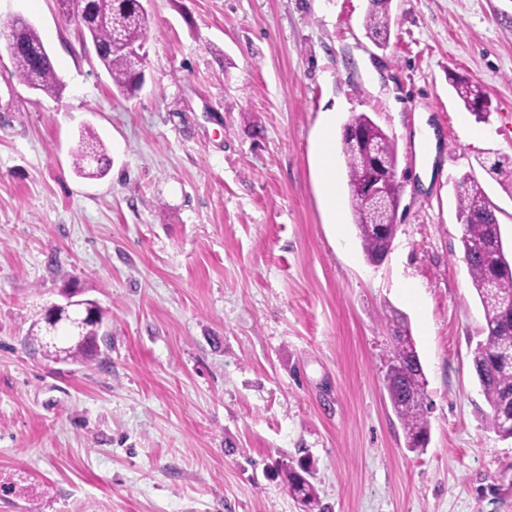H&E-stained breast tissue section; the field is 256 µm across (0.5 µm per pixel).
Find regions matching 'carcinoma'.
Segmentation results:
<instances>
[{
    "instance_id": "carcinoma-1",
    "label": "carcinoma",
    "mask_w": 512,
    "mask_h": 512,
    "mask_svg": "<svg viewBox=\"0 0 512 512\" xmlns=\"http://www.w3.org/2000/svg\"><path fill=\"white\" fill-rule=\"evenodd\" d=\"M391 0H370L365 16V28L380 48L387 46L390 36ZM19 30L10 48L14 73L26 84H34L49 96H57L62 84L49 53L33 26L14 25ZM84 31L96 46L97 55L112 78L117 91L129 98L141 88L139 80L142 56L131 52L142 48L148 39L147 17L140 15L139 0H88ZM464 107L481 117L486 112L487 94L469 79L448 75ZM347 124L361 129L364 140L342 137L347 184L355 224L363 253L368 262L378 264L392 247L388 221L395 217L399 207L400 185L388 186L382 199H369L355 192L368 175L374 172L373 155L379 152L390 166L397 164V145L367 114L352 115ZM74 168L86 177H103L108 172L106 153L100 139L87 129L79 138L74 153ZM499 185L512 193V157L494 161L488 168ZM458 212L469 218L461 237L462 259L472 286L482 306L485 318V336L472 351V366L482 393L489 406L485 415L487 427L498 436L512 437V253L506 251L496 209L478 181L464 177L458 186ZM34 339L40 341L45 352L55 358L83 364L96 354L95 342L103 317L85 324L80 335H70L62 322L56 335L66 345L56 347L46 342L47 326L39 319ZM390 331L388 360L396 368L385 372V388L391 406L399 419L405 447L418 452L430 440L429 403L425 393V372L411 334L408 319L394 310L387 316ZM310 465L288 468L289 491L303 507L312 512L317 503L315 486L309 480Z\"/></svg>"
}]
</instances>
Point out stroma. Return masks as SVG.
I'll list each match as a JSON object with an SVG mask.
<instances>
[{"label":"stroma","mask_w":512,"mask_h":512,"mask_svg":"<svg viewBox=\"0 0 512 512\" xmlns=\"http://www.w3.org/2000/svg\"><path fill=\"white\" fill-rule=\"evenodd\" d=\"M145 7L143 87L125 98L57 0H0V512H302L286 478L301 461L328 512H512V439L487 429L471 363L485 321L456 198L473 176L512 246V195L485 169L512 157V0H392L384 50L369 0ZM18 16L60 97L15 76ZM452 72L484 86L486 120ZM330 109L333 152L358 113L397 143L398 230L378 264L344 161L335 197L316 174ZM86 126L110 159L100 179L74 170ZM74 289L112 338L81 365L30 339ZM394 309L427 380L420 454L383 385Z\"/></svg>","instance_id":"obj_1"}]
</instances>
